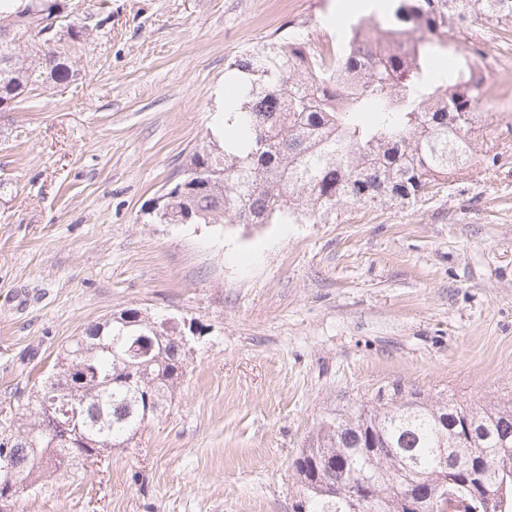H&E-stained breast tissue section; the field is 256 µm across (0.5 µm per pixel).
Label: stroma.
I'll return each mask as SVG.
<instances>
[{"label": "stroma", "instance_id": "1", "mask_svg": "<svg viewBox=\"0 0 512 512\" xmlns=\"http://www.w3.org/2000/svg\"><path fill=\"white\" fill-rule=\"evenodd\" d=\"M367 0H70L77 76L0 112V431L61 348L124 309L193 320L172 405L83 479L12 512H292L290 464L322 420L402 386L512 397V44L485 52V152L412 203L326 224H155L196 150L222 140L228 65L282 34L343 44ZM494 162H487V155Z\"/></svg>", "mask_w": 512, "mask_h": 512}]
</instances>
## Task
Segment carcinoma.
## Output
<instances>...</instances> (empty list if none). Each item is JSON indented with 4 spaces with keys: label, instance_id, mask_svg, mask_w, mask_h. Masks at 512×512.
<instances>
[{
    "label": "carcinoma",
    "instance_id": "obj_1",
    "mask_svg": "<svg viewBox=\"0 0 512 512\" xmlns=\"http://www.w3.org/2000/svg\"><path fill=\"white\" fill-rule=\"evenodd\" d=\"M0 30L42 32L41 21L65 13V0H18ZM382 15L360 17L330 60L284 35L238 56L243 92L224 122V142L194 153L185 177L152 210L156 224H323L340 206L382 204L430 193L440 179L477 154L475 105L489 88L485 57L439 70L448 53L445 33L484 20L512 21V0H391ZM89 35L73 18L63 36ZM74 72L56 47L35 58L0 40V112L35 87L68 82ZM145 330L115 322L103 337L72 340L58 358L74 372L41 381L17 431L32 445L10 448L22 473L17 495L52 474L81 478L86 457L97 458L140 427L145 396L162 407L183 375L186 352L175 339L156 343L141 389L121 381L114 343ZM80 384L87 418L70 443L42 416L43 401ZM415 403L400 411L395 399ZM368 433L385 447L374 457L348 458ZM457 466L443 469L441 450ZM297 485L293 512H404L403 486L456 496L458 512H512V398L472 407L450 397L433 402L417 391L394 390L374 408L336 414L292 460ZM368 477L365 501L342 493L351 476Z\"/></svg>",
    "mask_w": 512,
    "mask_h": 512
}]
</instances>
